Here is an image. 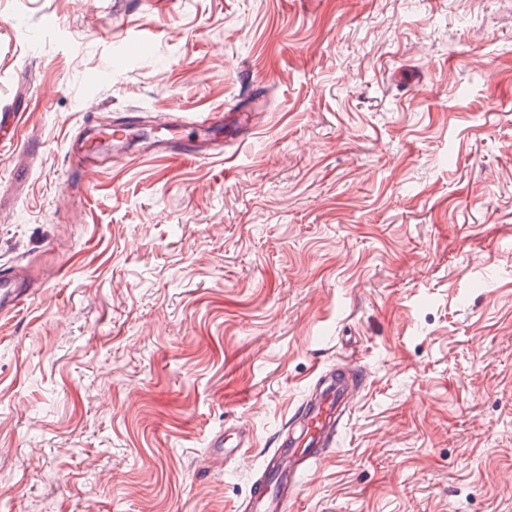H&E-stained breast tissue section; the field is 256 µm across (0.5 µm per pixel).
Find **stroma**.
<instances>
[{
  "label": "stroma",
  "instance_id": "1",
  "mask_svg": "<svg viewBox=\"0 0 512 512\" xmlns=\"http://www.w3.org/2000/svg\"><path fill=\"white\" fill-rule=\"evenodd\" d=\"M247 76L222 156L141 154ZM1 108L0 186L42 148L0 207L34 283L0 315V512H239L352 354L288 512H512V0H0Z\"/></svg>",
  "mask_w": 512,
  "mask_h": 512
}]
</instances>
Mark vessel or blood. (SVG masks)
Instances as JSON below:
<instances>
[{"label":"vessel or blood","instance_id":"vessel-or-blood-1","mask_svg":"<svg viewBox=\"0 0 512 512\" xmlns=\"http://www.w3.org/2000/svg\"><path fill=\"white\" fill-rule=\"evenodd\" d=\"M200 137L188 142L161 138L156 152L182 161L211 158L212 146L218 142L222 125L217 116L205 113L194 122ZM30 296L29 279L14 272L0 270V313L19 312ZM351 375L343 371L324 381L314 400L299 411L298 433L289 436L287 453L272 456L265 464L261 480L255 485L246 505L248 512H288L290 502L299 495L302 476L308 465L316 463L332 441L345 412L346 394Z\"/></svg>","mask_w":512,"mask_h":512}]
</instances>
